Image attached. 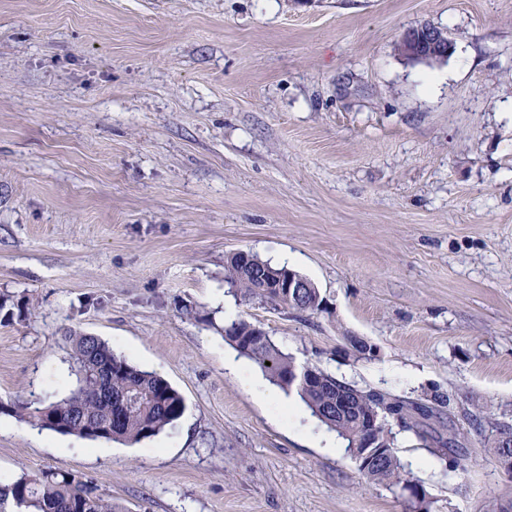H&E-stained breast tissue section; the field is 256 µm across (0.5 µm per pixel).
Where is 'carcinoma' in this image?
<instances>
[{"mask_svg": "<svg viewBox=\"0 0 512 512\" xmlns=\"http://www.w3.org/2000/svg\"><path fill=\"white\" fill-rule=\"evenodd\" d=\"M225 281L245 297L260 298L273 302L274 291L256 287L260 279H247L241 274L239 260L227 256ZM299 304L293 310L315 313L322 309L323 299L318 289L302 288ZM27 300L0 301V321L10 323L31 314ZM71 344L76 383L68 394L47 405L32 406L23 403L8 409L19 417L32 419L42 428L85 439L139 443L162 433L179 420L186 405L182 395L163 377L143 371L124 357L117 355L105 341L97 336L68 330ZM225 339L242 355L254 361L270 380L286 392L295 391L310 409L313 416L335 431L347 442L346 451L354 452V446L362 438V420L374 410L387 412L381 422L379 433L382 448L377 463L358 467L361 475L369 481L392 486H407L411 480L402 473L395 455L396 433L408 432L421 441L435 444L432 452L446 456L448 444L458 445L460 432L451 431L448 437L432 427V422L441 418L448 399L436 395L418 406L423 408L419 419L413 423L402 422L403 414L412 401L379 391L374 388H359L353 396V411L345 417L336 416L334 404L336 392L349 386L322 370H315V383L302 387L288 380V366L292 358L284 353L272 340L252 335L251 324L239 320L224 328ZM112 420V430L99 434L90 421ZM477 433L493 450L499 465H507L512 473V423L500 421L489 415L472 420ZM0 512H125V509L103 498L88 480L72 474L43 470L24 474L12 481L0 480Z\"/></svg>", "mask_w": 512, "mask_h": 512, "instance_id": "cac0c4a2", "label": "carcinoma"}]
</instances>
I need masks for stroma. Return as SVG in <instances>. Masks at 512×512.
Listing matches in <instances>:
<instances>
[{
	"instance_id": "obj_1",
	"label": "stroma",
	"mask_w": 512,
	"mask_h": 512,
	"mask_svg": "<svg viewBox=\"0 0 512 512\" xmlns=\"http://www.w3.org/2000/svg\"><path fill=\"white\" fill-rule=\"evenodd\" d=\"M423 23L447 61L400 55ZM238 250L323 311L231 292ZM3 294L34 311L0 324V478L67 471L130 512H415L225 340L243 320L296 365L447 396L466 472L394 448L427 512L512 494L468 428L512 422V0H0ZM70 329L163 376L183 416L137 444L16 417L74 385Z\"/></svg>"
}]
</instances>
